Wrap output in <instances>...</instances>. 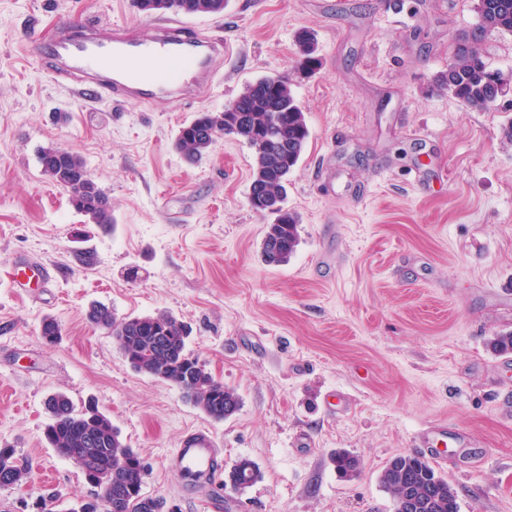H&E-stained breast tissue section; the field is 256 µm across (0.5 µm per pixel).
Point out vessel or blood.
<instances>
[{"instance_id":"vessel-or-blood-1","label":"vessel or blood","mask_w":512,"mask_h":512,"mask_svg":"<svg viewBox=\"0 0 512 512\" xmlns=\"http://www.w3.org/2000/svg\"><path fill=\"white\" fill-rule=\"evenodd\" d=\"M34 53L47 59L52 79L78 83L81 97L105 86L113 99L148 102L160 95L179 98L205 91L224 55V43L200 38L171 21L159 23L153 36L132 42L120 25L81 20L60 22L53 41ZM169 465L216 481L223 458L215 435L204 429L186 431Z\"/></svg>"}]
</instances>
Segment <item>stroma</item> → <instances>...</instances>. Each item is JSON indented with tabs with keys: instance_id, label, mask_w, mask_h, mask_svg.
Segmentation results:
<instances>
[{
	"instance_id": "obj_1",
	"label": "stroma",
	"mask_w": 512,
	"mask_h": 512,
	"mask_svg": "<svg viewBox=\"0 0 512 512\" xmlns=\"http://www.w3.org/2000/svg\"><path fill=\"white\" fill-rule=\"evenodd\" d=\"M475 0H229L188 18L223 40L210 91L151 102L81 99L51 82L36 44L67 19L117 23L130 38L161 17L133 0H0V446L31 470L0 489V512H53L90 498L82 471L44 440L56 392L92 402L146 465L143 490L178 512H395L379 478L414 453L424 426L447 424L434 469L460 512H512V91L476 112L436 75ZM314 31L321 65L304 77L295 33ZM286 74L310 137L286 205L300 244L288 264L260 253L267 218L249 206L251 148L218 139L201 161L179 129L220 112L254 79ZM79 154L112 202L90 227L45 176L41 148ZM52 271L15 286L17 258ZM172 313L188 350L240 397L216 422L180 390L134 372L87 319ZM57 319L55 343L41 335ZM203 428L225 466L251 459L245 491L172 469L182 433ZM347 450L358 477L331 462ZM333 463L339 477L345 480L356 477L361 470V461L358 456L345 450L336 451Z\"/></svg>"
}]
</instances>
